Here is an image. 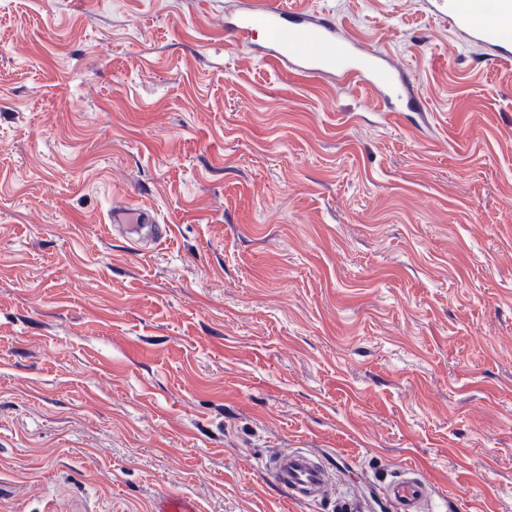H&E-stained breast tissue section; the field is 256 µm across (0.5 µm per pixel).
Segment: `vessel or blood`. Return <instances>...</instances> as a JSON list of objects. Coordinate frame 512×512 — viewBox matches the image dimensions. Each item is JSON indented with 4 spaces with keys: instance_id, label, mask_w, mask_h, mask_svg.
I'll return each instance as SVG.
<instances>
[{
    "instance_id": "vessel-or-blood-1",
    "label": "vessel or blood",
    "mask_w": 512,
    "mask_h": 512,
    "mask_svg": "<svg viewBox=\"0 0 512 512\" xmlns=\"http://www.w3.org/2000/svg\"><path fill=\"white\" fill-rule=\"evenodd\" d=\"M429 7L437 19L492 51L495 61H512V0H430ZM225 28L240 43L251 42L254 32H262V42L252 43L253 49L277 69L285 66L306 76H327L383 96L400 77L385 55L361 51L339 31L334 18L309 17L282 0H247ZM267 471L288 501L309 505L319 502L329 478L301 449L270 458ZM374 491L390 512H428L437 495L434 484L414 464L402 465L398 476L375 483Z\"/></svg>"
}]
</instances>
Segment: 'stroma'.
<instances>
[{
    "mask_svg": "<svg viewBox=\"0 0 512 512\" xmlns=\"http://www.w3.org/2000/svg\"><path fill=\"white\" fill-rule=\"evenodd\" d=\"M241 2L0 0V512H336L405 463L512 512V63L425 0H287L401 69L389 125ZM297 447L314 509L261 468ZM133 215H135V219H131ZM141 217L153 223V226L150 227V231L158 245L165 242L171 232V226L168 224H155L156 220L151 210L143 208L137 212H128V210L119 207L112 210L109 214L111 224H133L137 223Z\"/></svg>",
    "mask_w": 512,
    "mask_h": 512,
    "instance_id": "stroma-1",
    "label": "stroma"
}]
</instances>
